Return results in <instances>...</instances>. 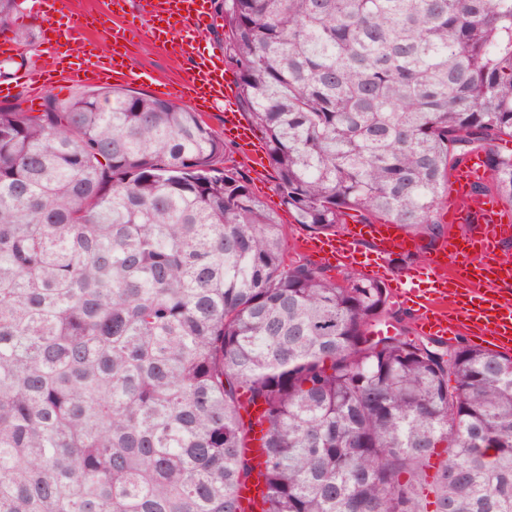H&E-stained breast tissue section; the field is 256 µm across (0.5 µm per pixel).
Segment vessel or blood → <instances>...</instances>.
Returning <instances> with one entry per match:
<instances>
[{
  "label": "vessel or blood",
  "instance_id": "1",
  "mask_svg": "<svg viewBox=\"0 0 512 512\" xmlns=\"http://www.w3.org/2000/svg\"><path fill=\"white\" fill-rule=\"evenodd\" d=\"M104 15L112 20L113 40L148 38L165 54L182 58L186 63L182 76L164 86L168 98L189 100L199 112L223 106L225 137L237 143L254 167H264L265 153L234 105L237 87L223 57L200 46L199 36L210 24L209 0H142L134 19L123 0H108ZM176 29L183 32L177 40L170 36ZM50 31L41 51L42 64L21 75L31 86L30 101H37L42 83L67 87L91 75L129 84L139 81L124 52L100 51L87 23L70 19ZM75 46L83 53L73 64L66 57ZM485 178L480 152L452 171L440 218L475 227L476 232L440 243L426 265L429 288H418L411 270L392 273L390 259L405 253L407 246L392 224L354 221L340 237L310 236L302 240L301 248L322 263L360 268L369 278L394 282L396 295L415 311L421 335L448 339L465 334L499 352H511L512 264L499 260L493 267L488 260L497 258L501 242L512 237V210L494 194L474 193V184Z\"/></svg>",
  "mask_w": 512,
  "mask_h": 512
}]
</instances>
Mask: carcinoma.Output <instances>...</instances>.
<instances>
[{
	"mask_svg": "<svg viewBox=\"0 0 512 512\" xmlns=\"http://www.w3.org/2000/svg\"><path fill=\"white\" fill-rule=\"evenodd\" d=\"M220 6L296 223L435 242L475 151L512 208V0ZM233 148L124 88L0 106V512H512V356L286 263Z\"/></svg>",
	"mask_w": 512,
	"mask_h": 512,
	"instance_id": "1",
	"label": "carcinoma"
}]
</instances>
